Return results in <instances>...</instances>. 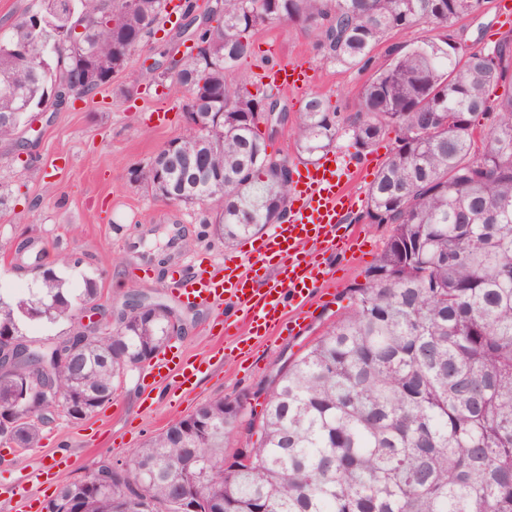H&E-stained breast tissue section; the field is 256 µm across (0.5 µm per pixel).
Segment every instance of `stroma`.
Returning a JSON list of instances; mask_svg holds the SVG:
<instances>
[{"label":"stroma","mask_w":512,"mask_h":512,"mask_svg":"<svg viewBox=\"0 0 512 512\" xmlns=\"http://www.w3.org/2000/svg\"><path fill=\"white\" fill-rule=\"evenodd\" d=\"M494 2L485 0L479 12L455 23L459 54L487 50L503 37H512V25L499 24ZM160 26L146 52L134 54L108 87L91 99L44 114L27 134L29 146L0 139V195L7 200L6 206H0V294L37 288L40 276L33 260L21 264L16 255L19 243L32 241L45 262L69 255L68 288L80 291L86 279H94L104 307L121 310L133 293L173 307L184 320V330L172 341V348L185 359L204 361L205 366L193 385L175 391L163 381L148 399L140 385L143 371L134 369L111 403L80 422L56 419L44 427L36 448L24 452L0 443V512H26L13 490L27 471L45 472L43 483L31 491L36 505H43L64 483L80 479L94 462L129 460L176 418L217 397L242 405L229 446L245 447L249 421L271 379L335 319L343 293L353 282L362 281L364 270L375 262L390 234L387 225L348 215V223L357 225L365 244L347 259L324 253L329 281L310 298L299 333L286 331L266 342L250 338L242 328L237 335L222 337L214 329V309L182 304L170 290L173 270L201 258L230 265L237 262L241 248L214 239L209 226L201 223L198 208L158 201L135 178L184 130V91L170 83H154L147 72V60L178 59L186 52L185 45L168 34V21ZM440 36L427 24L391 33L365 67L347 68L323 62L315 30L296 24L267 25L254 32L255 53L237 74L242 77L292 62L312 76L309 86L281 92L288 123L269 146L270 152L295 166L299 160L293 130L309 94L324 95L339 119H347L357 110L360 87L387 63L394 47ZM130 87L135 88V96H126ZM159 112L166 113L165 124L156 123ZM131 237L140 241L139 252H166L169 261L155 266L151 276H134L139 253L127 249Z\"/></svg>","instance_id":"1"}]
</instances>
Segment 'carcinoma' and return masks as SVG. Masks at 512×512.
<instances>
[{"label": "carcinoma", "mask_w": 512, "mask_h": 512, "mask_svg": "<svg viewBox=\"0 0 512 512\" xmlns=\"http://www.w3.org/2000/svg\"><path fill=\"white\" fill-rule=\"evenodd\" d=\"M167 0H40L42 26L28 16L0 38V138L12 139L30 110L59 109L64 95L95 96L100 84L75 88L93 66L106 79L132 52L118 50L151 34ZM483 0H222L196 35L206 51L173 71L154 69L224 114L218 130L184 128L183 149L206 154L191 180L169 173L177 205H197L202 223L226 245L283 219L293 169L268 152L255 113L287 115L262 76L232 73L254 54L255 30L295 23L319 31L327 64L364 66L387 36L420 24L445 30L439 41L397 47L359 92L347 123L352 146L369 148L387 129L392 155L367 191L364 215L391 234L364 282L345 294L329 329L271 380L257 438L228 451L238 421L220 397L172 422L128 461H98L68 483L46 512H512V41L456 55L448 28ZM84 28L73 42V27ZM27 45V56L11 53ZM502 86L495 105L488 91ZM496 110L480 131L479 116ZM340 123L329 101L312 94L293 135L308 162L334 146ZM224 195L206 197L210 178ZM43 288L0 295V402L26 381L50 376L64 391L63 417L89 416L112 400L133 361L167 346L176 311L133 301L118 314V333L84 336L73 327L45 342L23 323L76 321L98 300L88 279L63 289L40 266ZM52 405L34 389L17 412H0V441L31 448L36 418ZM127 490L118 504L103 477Z\"/></svg>", "instance_id": "cac0c4a2"}]
</instances>
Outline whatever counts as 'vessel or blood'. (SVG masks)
<instances>
[{
	"label": "vessel or blood",
	"instance_id": "vessel-or-blood-1",
	"mask_svg": "<svg viewBox=\"0 0 512 512\" xmlns=\"http://www.w3.org/2000/svg\"><path fill=\"white\" fill-rule=\"evenodd\" d=\"M268 78L282 89H299L306 84L305 72L294 64L272 67ZM363 171L359 163L343 168L333 154L297 169L287 221L273 225L243 254L249 265L258 267V274L250 276L227 267L212 270L204 263H195L173 281L178 299L192 306H214L224 314L225 330L243 324L252 337L269 338L282 325L288 309L302 311L324 281L326 270L317 249H330L341 256L351 253L358 233L346 228L344 221L356 207L357 197L348 185ZM270 265L278 267V275L261 276V269ZM155 368L176 390L190 384L201 371L195 362L177 355L162 358Z\"/></svg>",
	"mask_w": 512,
	"mask_h": 512
}]
</instances>
